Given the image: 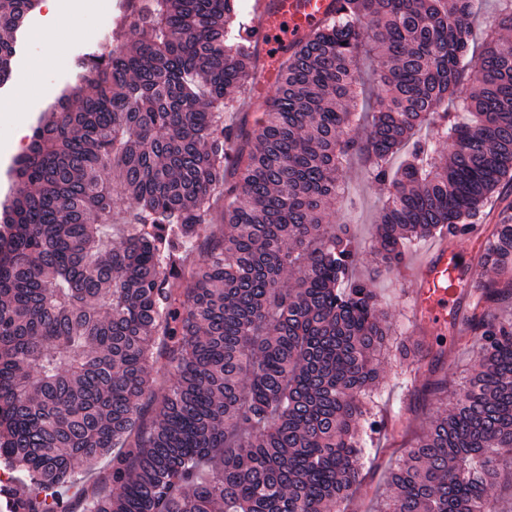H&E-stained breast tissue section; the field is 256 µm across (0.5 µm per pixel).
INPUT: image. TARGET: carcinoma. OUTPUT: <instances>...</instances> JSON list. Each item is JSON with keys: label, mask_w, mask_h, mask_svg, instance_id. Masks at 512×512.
<instances>
[{"label": "carcinoma", "mask_w": 512, "mask_h": 512, "mask_svg": "<svg viewBox=\"0 0 512 512\" xmlns=\"http://www.w3.org/2000/svg\"><path fill=\"white\" fill-rule=\"evenodd\" d=\"M334 2L274 60L251 130L224 125L258 61L233 34L237 0H122L110 49L34 127L0 205V466L23 484L3 486L9 512H61L108 454L112 491L84 486L66 512H347L363 436L387 427L370 402L392 326L329 209L357 159L388 189L379 266L467 234L512 180V0L477 50L471 0ZM38 3L0 0V84ZM429 122L448 151L416 140ZM481 263L499 278L470 283L476 358L388 470L379 512H504L512 320L489 308L512 300V214Z\"/></svg>", "instance_id": "carcinoma-1"}]
</instances>
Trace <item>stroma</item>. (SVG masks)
Segmentation results:
<instances>
[{
  "label": "stroma",
  "instance_id": "1",
  "mask_svg": "<svg viewBox=\"0 0 512 512\" xmlns=\"http://www.w3.org/2000/svg\"><path fill=\"white\" fill-rule=\"evenodd\" d=\"M120 0H109L107 13L95 10H75L67 13V33L56 43H49L45 33L56 32L55 18L44 9L33 11L24 27L17 34L15 54L11 63V75L0 84V101L15 97L22 103L15 112H0V202L10 192V169L16 156L9 143L17 128L32 130L40 118L49 110L61 90L76 80L75 62L85 56L102 51L106 42L98 36L104 17H116ZM351 185L350 198L340 200L332 222L353 225L361 242H368L375 231V218L379 198L385 189L376 183L361 167L352 166L347 171ZM374 286L381 295L391 321L397 328L399 339L407 344L420 346L429 351L436 339H443L446 356L439 363L436 375L442 380L440 390L428 399H419L415 394L419 386L431 373L401 371L394 358L382 363V380L376 394L379 405L393 416L410 415L411 429L423 433L430 418L450 407L453 393L466 374L472 356L473 338L455 339L451 330H440L415 323V310L410 296L415 288L412 281L398 272L381 273ZM405 448L401 438L387 440L373 436L366 444L367 464L361 475L357 498L350 512H369L375 495L383 483L384 476Z\"/></svg>",
  "mask_w": 512,
  "mask_h": 512
}]
</instances>
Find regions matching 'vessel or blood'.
<instances>
[{
    "label": "vessel or blood",
    "mask_w": 512,
    "mask_h": 512,
    "mask_svg": "<svg viewBox=\"0 0 512 512\" xmlns=\"http://www.w3.org/2000/svg\"><path fill=\"white\" fill-rule=\"evenodd\" d=\"M332 0H257L252 39L262 54H269L276 44L270 36L279 23H286L290 35L311 30L331 16ZM476 274L471 262L462 260L455 248L445 242L433 245L426 259L409 270L407 276L416 284L413 305L422 324L443 323L453 326L458 335H466L468 318L464 301L449 296L446 285Z\"/></svg>",
    "instance_id": "1"
}]
</instances>
